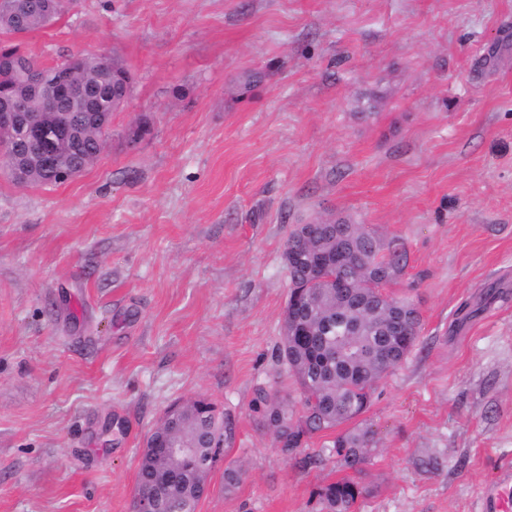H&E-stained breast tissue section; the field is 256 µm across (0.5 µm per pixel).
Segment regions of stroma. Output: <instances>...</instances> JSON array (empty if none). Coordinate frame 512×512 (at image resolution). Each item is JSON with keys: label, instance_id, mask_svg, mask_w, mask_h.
Wrapping results in <instances>:
<instances>
[{"label": "stroma", "instance_id": "obj_1", "mask_svg": "<svg viewBox=\"0 0 512 512\" xmlns=\"http://www.w3.org/2000/svg\"><path fill=\"white\" fill-rule=\"evenodd\" d=\"M23 47L133 84L79 176L0 174V512H131L147 437L198 396L235 438L196 512H319L342 470L251 409L292 388L283 251L319 216L403 240L388 290L422 316L360 417L356 512H474L512 457V0H66Z\"/></svg>", "mask_w": 512, "mask_h": 512}]
</instances>
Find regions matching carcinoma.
Returning <instances> with one entry per match:
<instances>
[{
	"mask_svg": "<svg viewBox=\"0 0 512 512\" xmlns=\"http://www.w3.org/2000/svg\"><path fill=\"white\" fill-rule=\"evenodd\" d=\"M57 0H10L0 11V34L22 36L54 22L61 13ZM55 66H46L20 46L0 41V111L15 107L26 82L38 74L50 78ZM74 78L95 88L92 111L112 124V113L130 93V73L121 61L90 56L76 68ZM67 127L61 143L72 176L79 175L100 154L98 133L88 128L87 109L75 100L61 104L56 112L35 110L29 124L48 129L57 123ZM312 229L313 247L333 258L346 255V262L326 265L319 275L305 273L309 256L301 239ZM289 282L284 308L279 357L299 387L302 415L294 418L287 398L264 387L256 389L254 409L268 421L276 442L291 454L306 448L311 440L363 414L374 390L390 372L399 367L415 348L421 329L415 304L407 297H395L384 286L404 273L407 251L393 239L384 241L375 231L351 220L316 218L298 224L290 232L284 253ZM386 271V277L379 276ZM348 282L344 295L336 294V281ZM405 322L404 338L389 335L391 316ZM154 432H166L193 439L201 457L221 455L232 439V429L216 406L200 398L176 415L165 411ZM371 430L355 427L324 442L316 460L336 459L340 469L358 471L371 451ZM170 471L172 484L161 487L160 512H183L184 496L192 493L201 475L194 468L157 459L145 450L138 464V485H157L159 471ZM367 489L351 477H343L316 489L321 512H353Z\"/></svg>",
	"mask_w": 512,
	"mask_h": 512,
	"instance_id": "1",
	"label": "carcinoma"
}]
</instances>
